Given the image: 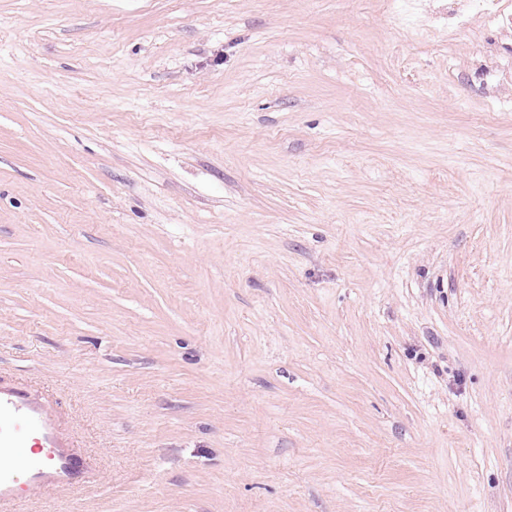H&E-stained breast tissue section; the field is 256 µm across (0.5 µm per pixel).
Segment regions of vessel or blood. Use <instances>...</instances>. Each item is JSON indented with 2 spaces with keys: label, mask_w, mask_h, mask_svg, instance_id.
Returning a JSON list of instances; mask_svg holds the SVG:
<instances>
[{
  "label": "vessel or blood",
  "mask_w": 512,
  "mask_h": 512,
  "mask_svg": "<svg viewBox=\"0 0 512 512\" xmlns=\"http://www.w3.org/2000/svg\"><path fill=\"white\" fill-rule=\"evenodd\" d=\"M32 448L40 450L39 458L29 456ZM16 460L28 473L25 482L15 478ZM90 478L61 434L55 412L36 393L0 383V512H15L17 502L40 497L45 486L70 487Z\"/></svg>",
  "instance_id": "vessel-or-blood-1"
}]
</instances>
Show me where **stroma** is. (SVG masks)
Wrapping results in <instances>:
<instances>
[{
	"label": "stroma",
	"instance_id": "obj_1",
	"mask_svg": "<svg viewBox=\"0 0 512 512\" xmlns=\"http://www.w3.org/2000/svg\"><path fill=\"white\" fill-rule=\"evenodd\" d=\"M0 0L20 512H512V0ZM24 448H39L42 455L32 459ZM69 448L57 415L36 393L0 383V460L20 461L28 473L19 483L13 466L0 465V511L15 512L17 502L39 498L45 486L90 481L91 470Z\"/></svg>",
	"mask_w": 512,
	"mask_h": 512
}]
</instances>
